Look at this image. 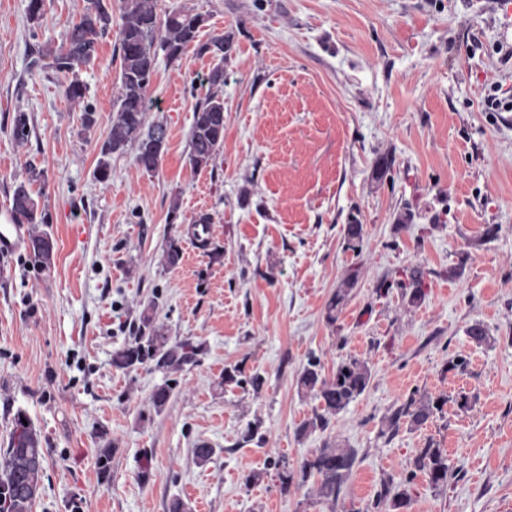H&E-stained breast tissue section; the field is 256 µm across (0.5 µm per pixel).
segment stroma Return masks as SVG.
Segmentation results:
<instances>
[{
	"instance_id": "1",
	"label": "stroma",
	"mask_w": 512,
	"mask_h": 512,
	"mask_svg": "<svg viewBox=\"0 0 512 512\" xmlns=\"http://www.w3.org/2000/svg\"><path fill=\"white\" fill-rule=\"evenodd\" d=\"M26 5L0 0V210L29 166L41 170L32 191L55 256L45 271L23 251L0 259V448L24 411L45 451L32 512H166L175 497L190 512H365L383 478L409 475L408 512H512V0H157L162 13L202 14L201 39L234 36L224 145L191 167L190 84L216 59L161 54L148 112L168 128L161 166L144 173L130 145L106 183L96 169L117 35L79 71L96 111L87 129L44 56L85 0H46L36 28ZM19 111L31 119L23 144L11 133ZM202 216L217 254L191 237ZM354 220L355 251L344 239ZM173 239L182 260L170 267ZM457 264L462 277L448 280ZM354 265L358 283L328 323ZM416 266L428 288L411 307L395 283ZM150 303L169 336L202 344L195 365H113ZM477 322L486 343L467 334ZM312 355L324 374L355 357L372 377L326 430L301 436L319 406L297 390ZM459 358L465 369H450ZM228 371L238 383H224ZM167 381L159 411L151 396ZM415 393L444 398L441 412L385 433ZM202 442L214 450L203 465ZM430 442L448 458L447 486L414 470ZM327 443L358 451L335 505L312 480L281 489L269 462L295 470Z\"/></svg>"
}]
</instances>
